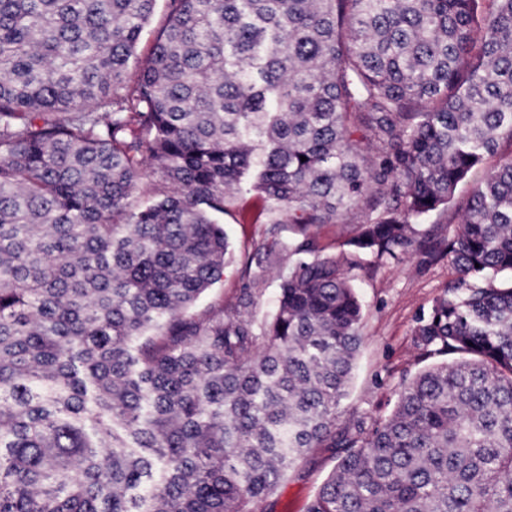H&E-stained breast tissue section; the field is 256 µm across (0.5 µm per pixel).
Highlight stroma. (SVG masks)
<instances>
[{
    "label": "stroma",
    "instance_id": "obj_1",
    "mask_svg": "<svg viewBox=\"0 0 512 512\" xmlns=\"http://www.w3.org/2000/svg\"><path fill=\"white\" fill-rule=\"evenodd\" d=\"M222 223L230 242L231 261L223 278L201 296L194 311L201 314L232 308L254 278L265 282L254 309L256 318H264L275 304L277 273L271 268L245 265L253 243L268 236L262 199L254 192L238 195ZM358 263L355 274L363 305L364 340L346 406L358 414L382 417L391 412L395 393L404 380L439 363V356L423 355L414 345V330L457 272L446 254L432 259L416 253L399 262L363 255ZM335 463L334 449H318L270 498L271 512H306Z\"/></svg>",
    "mask_w": 512,
    "mask_h": 512
}]
</instances>
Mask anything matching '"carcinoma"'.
<instances>
[{
  "label": "carcinoma",
  "mask_w": 512,
  "mask_h": 512,
  "mask_svg": "<svg viewBox=\"0 0 512 512\" xmlns=\"http://www.w3.org/2000/svg\"><path fill=\"white\" fill-rule=\"evenodd\" d=\"M155 2L0 0V512H266L319 448L307 512H512V0H169L132 74ZM244 190L276 306L191 314ZM443 251L414 342L457 360L340 425L354 257ZM361 224V218L357 214L348 215L343 224L329 225L322 230V242L327 244L331 251L338 253L342 247V240L348 236L353 228Z\"/></svg>",
  "instance_id": "1"
}]
</instances>
